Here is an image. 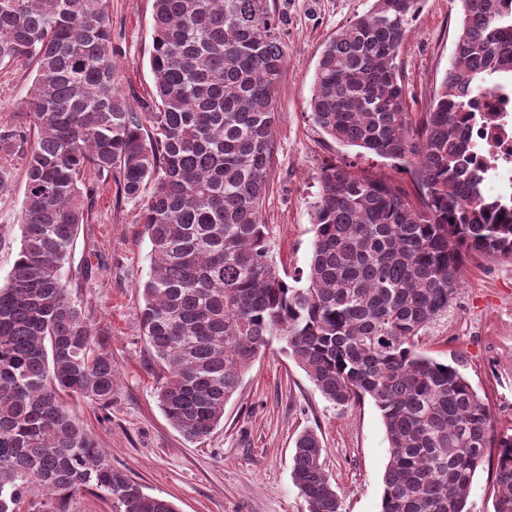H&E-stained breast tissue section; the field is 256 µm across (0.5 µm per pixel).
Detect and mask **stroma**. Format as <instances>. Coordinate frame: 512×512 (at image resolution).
<instances>
[{
    "mask_svg": "<svg viewBox=\"0 0 512 512\" xmlns=\"http://www.w3.org/2000/svg\"><path fill=\"white\" fill-rule=\"evenodd\" d=\"M272 3L288 62L278 86L275 154L261 220L274 262L294 277L308 269L312 206L324 165L346 161L408 189L414 182L408 166L341 146L310 118L308 100L324 43L365 13L371 0ZM152 13L153 0H107L115 85L135 108L153 91ZM458 24L454 0H423L398 58L413 111L424 110L447 74ZM33 76L28 64L0 65V131L26 126ZM31 144L28 138L0 142V286L7 285L20 250ZM85 182L92 190L89 220L80 228L67 276L82 285L85 313L105 334L117 378L107 408L74 399L68 407L113 467L170 500L177 512H305L291 457L296 437L311 430L325 448L323 464L340 512H380L388 441L378 409L368 400L345 410L325 400L280 343L260 353L209 436L189 442L172 427L155 399L161 378L140 331L139 286L150 274L151 245L139 206L116 202L113 179L91 171ZM421 349L457 364L496 430L512 429V263L468 257L455 305L427 330Z\"/></svg>",
    "mask_w": 512,
    "mask_h": 512,
    "instance_id": "obj_1",
    "label": "stroma"
}]
</instances>
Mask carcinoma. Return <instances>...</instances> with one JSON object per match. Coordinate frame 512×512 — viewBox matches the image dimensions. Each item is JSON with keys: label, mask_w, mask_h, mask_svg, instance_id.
<instances>
[{"label": "carcinoma", "mask_w": 512, "mask_h": 512, "mask_svg": "<svg viewBox=\"0 0 512 512\" xmlns=\"http://www.w3.org/2000/svg\"><path fill=\"white\" fill-rule=\"evenodd\" d=\"M454 59L426 111H411L397 59L422 0H372L327 41L309 98L319 129L413 168L415 192L332 163L319 174L305 278L269 257L261 207L275 152V92L287 60L270 0H153L151 110L114 85L106 0H0V63L35 76L21 246L0 287V512L45 495L67 512L92 491L112 512H176L144 492L74 417L64 397L106 408L116 370L65 278L89 217L85 172L114 176L140 204L151 273L141 329L167 372L156 401L188 439L208 435L273 341L340 408L365 398L389 442L381 512H468L493 463L494 512H512V435L460 370L419 350L448 313L472 255L512 261V223L492 224L460 125L474 98L512 72V0H456ZM152 191L146 192L147 185ZM496 456H491V449ZM325 448L301 434L291 477L306 512H340Z\"/></svg>", "instance_id": "carcinoma-1"}]
</instances>
